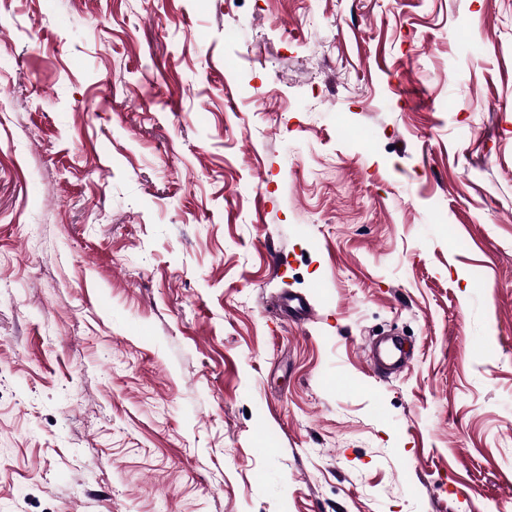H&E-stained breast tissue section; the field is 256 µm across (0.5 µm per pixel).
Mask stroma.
I'll use <instances>...</instances> for the list:
<instances>
[{"label":"stroma","mask_w":512,"mask_h":512,"mask_svg":"<svg viewBox=\"0 0 512 512\" xmlns=\"http://www.w3.org/2000/svg\"><path fill=\"white\" fill-rule=\"evenodd\" d=\"M0 512H512V0H0ZM281 308L289 319L297 323L307 321L312 315L307 298L301 294H287L281 300ZM403 364V353L395 344L379 347L370 358V367L376 372L382 366H398Z\"/></svg>","instance_id":"1"}]
</instances>
